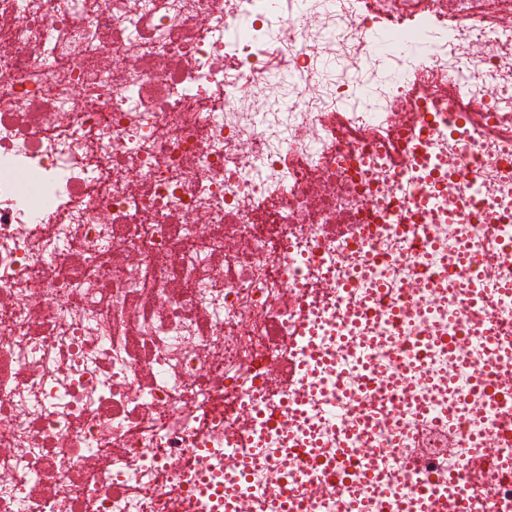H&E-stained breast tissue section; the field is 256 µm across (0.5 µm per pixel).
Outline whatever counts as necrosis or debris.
I'll return each mask as SVG.
<instances>
[{"label":"necrosis or debris","mask_w":512,"mask_h":512,"mask_svg":"<svg viewBox=\"0 0 512 512\" xmlns=\"http://www.w3.org/2000/svg\"><path fill=\"white\" fill-rule=\"evenodd\" d=\"M509 249L512 0H0V512H512Z\"/></svg>","instance_id":"obj_1"}]
</instances>
